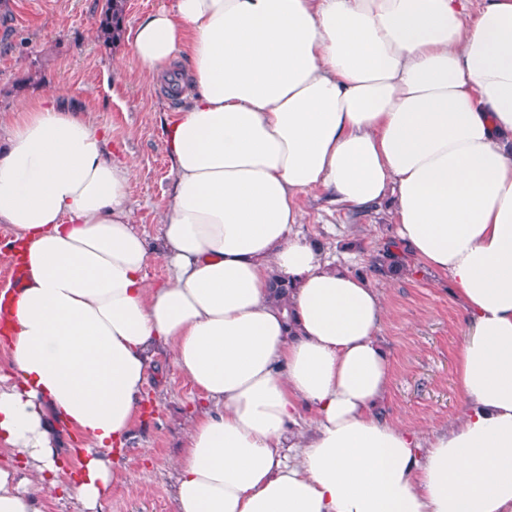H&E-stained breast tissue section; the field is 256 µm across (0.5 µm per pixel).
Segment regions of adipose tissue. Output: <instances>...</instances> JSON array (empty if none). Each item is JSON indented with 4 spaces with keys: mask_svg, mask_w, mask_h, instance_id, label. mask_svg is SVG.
Returning <instances> with one entry per match:
<instances>
[{
    "mask_svg": "<svg viewBox=\"0 0 512 512\" xmlns=\"http://www.w3.org/2000/svg\"><path fill=\"white\" fill-rule=\"evenodd\" d=\"M171 0L126 41L189 92L167 130L168 280L150 286L132 168L50 93L0 149V224L23 256L0 299V512H39L65 432L71 490L105 512L151 352L210 402L176 463L175 512H512V0ZM394 202L403 249L465 312L458 421L425 435L378 407L391 364L377 288L293 236L299 194ZM290 280L296 330L268 295ZM313 425L289 429L302 405Z\"/></svg>",
    "mask_w": 512,
    "mask_h": 512,
    "instance_id": "adipose-tissue-1",
    "label": "adipose tissue"
}]
</instances>
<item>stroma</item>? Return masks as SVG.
Returning <instances> with one entry per match:
<instances>
[{
    "instance_id": "35a3bbf8",
    "label": "stroma",
    "mask_w": 512,
    "mask_h": 512,
    "mask_svg": "<svg viewBox=\"0 0 512 512\" xmlns=\"http://www.w3.org/2000/svg\"><path fill=\"white\" fill-rule=\"evenodd\" d=\"M104 0H0V35L11 47L0 51V118L30 96L57 91L65 105L89 115L106 134L112 158L131 163L128 185L132 218L151 247L150 284L167 278L161 249V214L173 180L165 148L170 120L183 105L168 88L149 90L124 43L103 46L96 23ZM296 232L317 241L331 257H343L355 242L353 266L366 268L389 239V203L355 213L327 202L318 191L297 200ZM384 298L387 316L378 339L388 352L392 375L380 406L394 423L436 430L461 412L455 364L466 327L464 312L447 279L410 262L403 278L370 276ZM154 371L135 416L112 483L106 512H174L177 472L187 431L206 399L172 364L166 347L153 356Z\"/></svg>"
}]
</instances>
